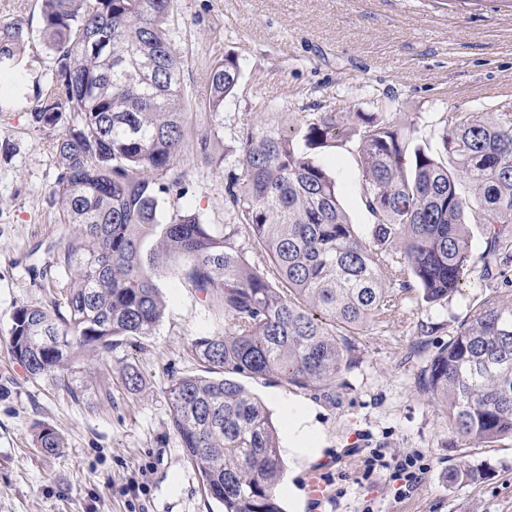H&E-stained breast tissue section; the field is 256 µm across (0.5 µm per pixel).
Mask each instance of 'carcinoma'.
Wrapping results in <instances>:
<instances>
[{"instance_id": "carcinoma-1", "label": "carcinoma", "mask_w": 512, "mask_h": 512, "mask_svg": "<svg viewBox=\"0 0 512 512\" xmlns=\"http://www.w3.org/2000/svg\"><path fill=\"white\" fill-rule=\"evenodd\" d=\"M42 36L54 53L51 96H36L38 127L59 129L61 173L52 189L70 226L54 264L67 281L62 302L19 307L9 346L34 380L68 387L83 354L105 363L130 337L150 336L165 310L144 267L171 258L202 301L218 307L222 332L191 349L201 374L167 388L174 432L223 512H283L277 429L238 377L275 380L325 397L356 364V336L383 329L417 296L438 304L468 275L508 280L512 266V113L454 112L437 119L434 146L417 127L383 112H314L302 139L259 124L239 131L221 154L217 116L239 85L226 55L208 75L212 123L196 135L200 162L224 175L232 224H206L193 211L164 213L188 192L181 171L189 150L183 120V56L175 47L173 0H42ZM29 43L21 22H0V71H15ZM351 145L371 217L360 237L341 205L336 180L311 151ZM482 225L474 255L469 225ZM265 265L249 261L243 243ZM424 357L418 389L448 430L491 444L512 437V294L473 309L446 343L417 341ZM131 395L142 378L128 365ZM36 447L63 448L42 424Z\"/></svg>"}]
</instances>
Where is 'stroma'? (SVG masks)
<instances>
[{
  "label": "stroma",
  "mask_w": 512,
  "mask_h": 512,
  "mask_svg": "<svg viewBox=\"0 0 512 512\" xmlns=\"http://www.w3.org/2000/svg\"><path fill=\"white\" fill-rule=\"evenodd\" d=\"M174 20L188 129L207 120L214 60L232 53L240 64L239 88L220 114L219 152L248 123L293 132L307 113L376 112L390 99L423 144L445 113L512 109V0H174ZM55 69L53 53L33 40L13 85L0 91V512H221L170 422L171 379L200 372L190 344L220 327L217 309L201 301L177 264L153 275L166 304L154 334L128 339L104 364L80 358L69 388L30 379L10 352L14 310L47 306L59 295L40 276L65 231L51 194L60 174L55 133L32 118L35 96L50 93ZM312 156L335 176L343 207L364 233L371 218L353 154L330 144ZM183 167L188 193L171 199L168 211L192 208L205 223H228L223 176L192 158ZM503 288L468 277L447 303L410 302L387 330H364L335 400L245 379L268 408L280 446L288 444L289 405L316 425L320 454L284 459V512H512V438H456L418 390L419 358L407 356L422 326L437 325L436 340L447 341L475 305ZM128 364L142 377L136 395L121 386ZM43 423L62 437L61 454L35 448ZM412 449L429 469L408 495H397L387 469L364 470L371 452L390 461ZM461 464L478 478L449 481ZM313 474L325 487L319 499L308 490Z\"/></svg>",
  "instance_id": "1"
}]
</instances>
